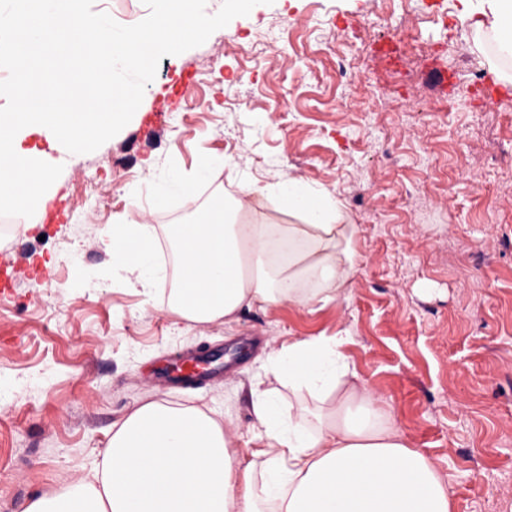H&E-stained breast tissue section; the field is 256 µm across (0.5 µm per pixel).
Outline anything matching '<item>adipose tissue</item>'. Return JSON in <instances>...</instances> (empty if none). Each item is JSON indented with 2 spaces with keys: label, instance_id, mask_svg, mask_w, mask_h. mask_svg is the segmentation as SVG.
<instances>
[{
  "label": "adipose tissue",
  "instance_id": "adipose-tissue-1",
  "mask_svg": "<svg viewBox=\"0 0 512 512\" xmlns=\"http://www.w3.org/2000/svg\"><path fill=\"white\" fill-rule=\"evenodd\" d=\"M480 2L497 52L511 57L512 0ZM272 197L295 223L257 218ZM355 234L336 197L304 179L241 184L215 197L204 220L169 225L179 275L168 307L206 324L246 308L342 301L359 270ZM99 242L131 287L152 293L156 240L145 225L115 224ZM344 343L304 336L267 355L299 399L253 383L252 456L239 453L232 421L148 402L113 425L94 480L39 497L26 512H454L434 461L408 444Z\"/></svg>",
  "mask_w": 512,
  "mask_h": 512
}]
</instances>
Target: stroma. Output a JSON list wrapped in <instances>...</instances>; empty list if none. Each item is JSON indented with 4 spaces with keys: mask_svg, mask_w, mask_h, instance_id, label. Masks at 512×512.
Returning <instances> with one entry per match:
<instances>
[{
    "mask_svg": "<svg viewBox=\"0 0 512 512\" xmlns=\"http://www.w3.org/2000/svg\"><path fill=\"white\" fill-rule=\"evenodd\" d=\"M418 25L394 35L406 10ZM462 0H273L199 47L162 58L143 101L193 83L152 135L129 124L71 154L49 189L54 224L15 217L0 257L24 268L0 296V512L92 473L112 426L160 401L228 416L251 440L249 380L300 336L344 347L435 461L455 512H512V100L482 107L476 74L512 83V58ZM395 41L396 56L378 51ZM443 89L423 94L432 65ZM218 161L225 187L303 177L356 225L359 270L340 303L243 310L196 324L126 285L96 243L114 219L152 223L170 174ZM220 350L224 371L171 392L178 355Z\"/></svg>",
    "mask_w": 512,
    "mask_h": 512,
    "instance_id": "obj_1",
    "label": "stroma"
}]
</instances>
